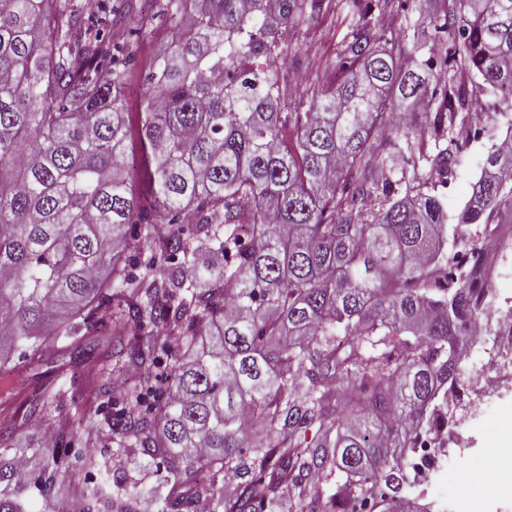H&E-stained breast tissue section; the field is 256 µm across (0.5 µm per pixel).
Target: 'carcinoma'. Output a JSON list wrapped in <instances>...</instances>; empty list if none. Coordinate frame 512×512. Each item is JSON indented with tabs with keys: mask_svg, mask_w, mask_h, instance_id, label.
Returning a JSON list of instances; mask_svg holds the SVG:
<instances>
[{
	"mask_svg": "<svg viewBox=\"0 0 512 512\" xmlns=\"http://www.w3.org/2000/svg\"><path fill=\"white\" fill-rule=\"evenodd\" d=\"M344 2L359 21L337 56L343 79L279 112L286 89L247 63L277 59L280 28L322 0H167L171 48L144 75L135 125L132 57L112 31L139 5L100 28L73 0L0 4V377L108 323L112 371L133 381L117 397L95 370L102 403H125L107 436L156 465L161 512H447L422 501L403 460L414 433L439 426L480 316L469 271L443 287L448 241L512 202V148L487 154L452 225L440 196L402 195L386 170L418 152L448 177V148L422 153L424 128L443 136L472 94L437 90L431 71L465 70L512 107V0L418 14L457 35L424 60L407 33L374 32L372 0ZM135 141L156 219L130 188ZM143 240L158 264L135 273ZM54 400L44 389L24 418L53 421L51 448L82 426L52 415ZM49 456L25 472L20 449L0 446V512H27L32 488L39 512H141L127 477L88 485ZM335 471L322 500L311 479Z\"/></svg>",
	"mask_w": 512,
	"mask_h": 512,
	"instance_id": "obj_1",
	"label": "carcinoma"
}]
</instances>
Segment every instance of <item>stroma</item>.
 I'll list each match as a JSON object with an SVG mask.
<instances>
[{
    "instance_id": "obj_1",
    "label": "stroma",
    "mask_w": 512,
    "mask_h": 512,
    "mask_svg": "<svg viewBox=\"0 0 512 512\" xmlns=\"http://www.w3.org/2000/svg\"><path fill=\"white\" fill-rule=\"evenodd\" d=\"M356 21V14L348 12L343 0H323L321 13L303 16L301 20L289 24L287 32L281 36L282 53L274 65L280 84L290 93L285 103L286 111H293L298 105L308 106L321 89L341 79L336 56L344 36ZM122 37L129 41L133 54L124 91L126 108L135 112L140 108L145 91L143 74L156 56L167 51L169 35L162 25L160 13L155 11L146 16H133ZM478 106L483 113L482 144L462 153H454L448 182L436 189L437 195L443 198L452 214L469 199L488 151L508 126L506 118L502 116L503 108L493 93L482 92L478 97ZM111 356L112 350L107 346L96 348L87 358L54 352L41 361L20 368L14 383L6 384L4 392L0 393V439L13 448L41 446L42 427L24 423L21 415L33 395L45 387H53L60 399V411L77 412L83 417L80 439L56 451L61 469H70L76 457L84 454L86 444H94L108 472L119 476L126 473L133 475L137 481V491L151 494V512H160L165 490L154 467L144 464L137 454L112 447L107 438L96 432L97 426L104 423L106 418L118 414L121 406L116 403L109 409H102L96 386L86 376L87 366L92 360L108 363ZM461 370L464 390L470 397L471 406H489L498 418V426L493 431L489 430L487 418L483 415L476 416L473 423L463 424L460 428L468 450L456 455L454 477L458 493L469 496L484 490L486 473H494L496 481L504 479L505 472L496 451L512 448V382H506L497 396L487 401L481 392L485 374L478 360L463 357Z\"/></svg>"
}]
</instances>
